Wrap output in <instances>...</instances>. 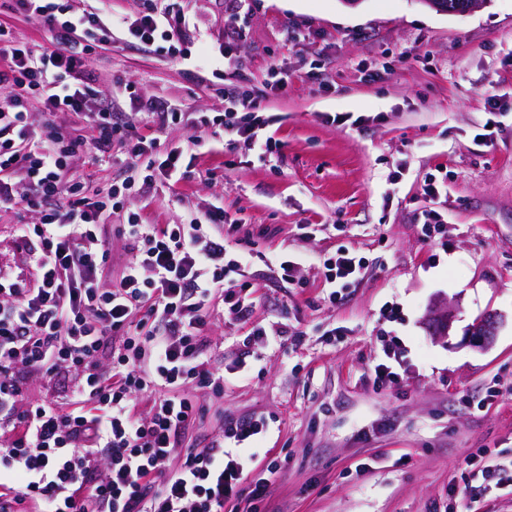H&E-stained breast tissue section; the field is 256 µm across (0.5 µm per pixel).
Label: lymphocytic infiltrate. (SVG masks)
Returning a JSON list of instances; mask_svg holds the SVG:
<instances>
[{
	"label": "lymphocytic infiltrate",
	"instance_id": "obj_1",
	"mask_svg": "<svg viewBox=\"0 0 512 512\" xmlns=\"http://www.w3.org/2000/svg\"><path fill=\"white\" fill-rule=\"evenodd\" d=\"M18 4L47 25L57 49L35 52L0 26V204L12 202L10 179L22 170L39 199L64 195L69 209L17 228L32 248L37 287L0 271V512H224L231 501L259 512L279 470L272 462L265 477L247 479L246 450L267 433L265 418L229 420L206 446L181 445L201 415L185 384L224 387L203 342L215 310L225 304L241 321L253 316L255 302L240 279L252 239L228 257L224 230L238 221L220 204L188 211L178 224H142L131 214L119 231L132 258L118 285L105 287L102 228L115 213V195L82 194L67 172L77 143L52 128L35 134L27 109L35 102L47 114L82 111L94 90L73 77L88 68L89 43L115 31L191 60L173 43L186 19L172 0H151L134 19L105 20L61 0ZM269 123L249 95L230 96L223 112L198 117L189 142L201 146L219 128L267 154L277 147L260 136ZM322 265L332 302L366 269L350 249ZM36 375L65 383L63 399L31 403L28 382ZM147 391L153 402L136 414L132 402Z\"/></svg>",
	"mask_w": 512,
	"mask_h": 512
}]
</instances>
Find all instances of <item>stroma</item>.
I'll return each mask as SVG.
<instances>
[{
  "label": "stroma",
  "instance_id": "1",
  "mask_svg": "<svg viewBox=\"0 0 512 512\" xmlns=\"http://www.w3.org/2000/svg\"><path fill=\"white\" fill-rule=\"evenodd\" d=\"M190 20L188 47L213 58L232 42L240 74L196 67L114 35L95 45L93 110L185 146L201 113L224 109V94L246 91L271 116L274 159L260 162L241 141L217 139L197 149L184 180L157 179L123 199V213L145 224H177L185 211L223 201L241 227L227 231L229 252L255 240L245 270L255 313L267 333L233 314L212 320L207 349L226 369L223 392L190 388L207 414L188 430L205 446L223 420L266 416L253 477L281 465L264 512H512V491L454 495L481 459L512 462V0H489L464 16L420 0H252L230 18L226 0H179ZM0 24L30 47L52 48V34L0 0ZM288 84L266 89L271 66ZM379 72V81L367 75ZM500 95L502 110L486 99ZM163 98L184 112L164 130L144 125L142 100ZM371 116L367 125L326 122L329 113ZM448 170V195L430 203L422 185L435 166ZM69 173L85 188L121 184L127 170L76 153ZM15 202L0 205V270L22 275L15 229L40 223L67 199L29 204L15 175ZM440 210L444 229L427 239L421 213ZM367 260L362 280L329 301L323 257L339 247ZM305 252L300 287L279 277L274 258ZM398 309L387 318L386 306ZM453 315L436 334L432 312ZM485 313L500 326L489 347L466 333ZM288 329L280 342L269 333ZM398 339L404 360L397 382L375 384L383 344ZM247 361L249 371L233 368Z\"/></svg>",
  "mask_w": 512,
  "mask_h": 512
}]
</instances>
